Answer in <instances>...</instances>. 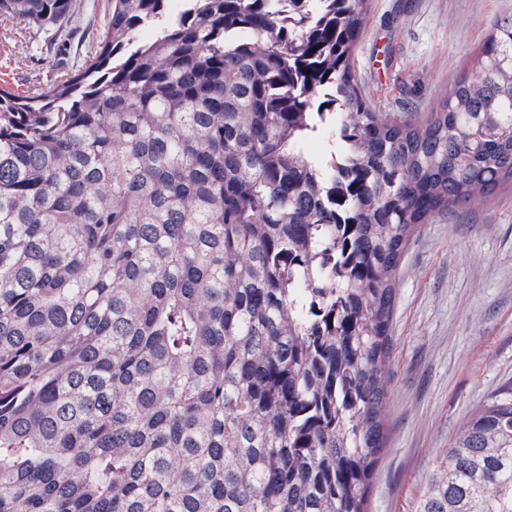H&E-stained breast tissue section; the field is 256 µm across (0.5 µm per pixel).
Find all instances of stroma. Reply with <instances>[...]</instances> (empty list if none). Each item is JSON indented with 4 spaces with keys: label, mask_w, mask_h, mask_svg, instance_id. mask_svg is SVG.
<instances>
[{
    "label": "stroma",
    "mask_w": 512,
    "mask_h": 512,
    "mask_svg": "<svg viewBox=\"0 0 512 512\" xmlns=\"http://www.w3.org/2000/svg\"><path fill=\"white\" fill-rule=\"evenodd\" d=\"M60 29L0 14V85L46 89L73 72L110 0H76ZM512 0H370L354 56L375 111L439 108ZM512 387V183L419 225L401 259L391 324L387 443L369 512H416L426 480L473 410Z\"/></svg>",
    "instance_id": "35a3bbf8"
}]
</instances>
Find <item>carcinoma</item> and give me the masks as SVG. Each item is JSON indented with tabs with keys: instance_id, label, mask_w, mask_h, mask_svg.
Returning <instances> with one entry per match:
<instances>
[{
	"instance_id": "carcinoma-1",
	"label": "carcinoma",
	"mask_w": 512,
	"mask_h": 512,
	"mask_svg": "<svg viewBox=\"0 0 512 512\" xmlns=\"http://www.w3.org/2000/svg\"><path fill=\"white\" fill-rule=\"evenodd\" d=\"M368 4L112 0L0 88V512H368L405 247L512 179V11L406 120L357 87ZM416 512H512V390Z\"/></svg>"
}]
</instances>
